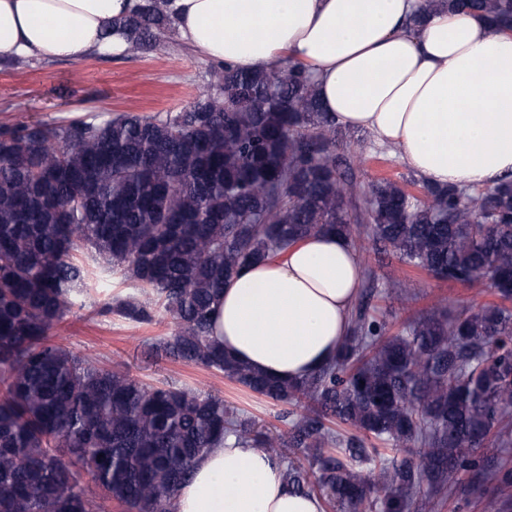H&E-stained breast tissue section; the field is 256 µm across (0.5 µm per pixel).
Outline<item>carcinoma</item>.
<instances>
[{
	"label": "carcinoma",
	"mask_w": 512,
	"mask_h": 512,
	"mask_svg": "<svg viewBox=\"0 0 512 512\" xmlns=\"http://www.w3.org/2000/svg\"><path fill=\"white\" fill-rule=\"evenodd\" d=\"M512 33V0H421ZM165 0L117 22L125 52L171 31ZM341 131L301 64H224L178 112L95 114L0 125V512H172L196 457L232 436L285 464L295 490L338 512H410L423 480L458 474L512 501V468L477 450L512 443V176L485 188L426 186L422 200L342 171ZM439 279L488 286L498 301L448 314L444 301L396 336L359 304L330 364L268 379L210 340L224 282L287 244L331 232ZM82 251L141 291L101 310L138 324L171 318L156 355L214 369L291 407L273 433L224 399L148 385L82 359L50 332L87 287ZM382 298L412 299L391 276ZM341 422L357 434L340 436ZM103 495L88 494L83 475Z\"/></svg>",
	"instance_id": "1"
}]
</instances>
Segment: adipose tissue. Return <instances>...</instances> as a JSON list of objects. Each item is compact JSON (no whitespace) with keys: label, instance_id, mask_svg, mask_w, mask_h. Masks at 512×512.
<instances>
[{"label":"adipose tissue","instance_id":"1","mask_svg":"<svg viewBox=\"0 0 512 512\" xmlns=\"http://www.w3.org/2000/svg\"><path fill=\"white\" fill-rule=\"evenodd\" d=\"M138 0H0V60H78L106 21ZM420 0H170L179 39L200 57L251 71L304 64L324 111L396 147L429 184L484 187L512 175V37L479 16L444 10L418 27ZM362 261L335 233L305 238L224 286L215 343L282 382L336 357L349 333ZM173 512H324L294 490L278 458L227 438L196 460Z\"/></svg>","mask_w":512,"mask_h":512}]
</instances>
